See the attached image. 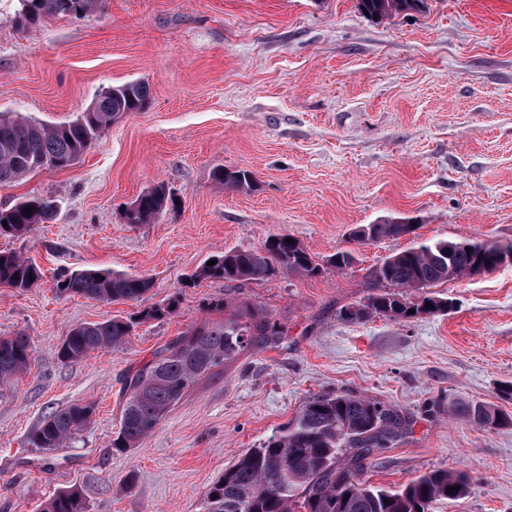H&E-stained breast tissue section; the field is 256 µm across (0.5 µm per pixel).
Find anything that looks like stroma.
Returning <instances> with one entry per match:
<instances>
[{"label":"stroma","instance_id":"1","mask_svg":"<svg viewBox=\"0 0 512 512\" xmlns=\"http://www.w3.org/2000/svg\"><path fill=\"white\" fill-rule=\"evenodd\" d=\"M0 0V114L74 120L107 87L151 88L149 105L112 124L72 167L40 169L0 188V208L50 196L53 221L0 238L41 268L35 288H0V336L21 332L28 370L0 388V512H39L74 486L89 512H205L204 492L246 450L312 396L339 392L391 405L410 421L374 453L364 479L396 489L431 470L471 478L465 497L430 512H512V427L482 429L429 411L461 396L512 414V264L430 288L453 307L408 322L344 321L371 295V272L424 241L512 243V0H425L379 22L357 0H103L75 19L18 24ZM244 168L258 186L229 192L215 168ZM165 185L158 222L125 208ZM415 224V235L362 243L359 226ZM274 234L317 261L348 250L354 264L313 277L191 282L225 250ZM152 279L141 301L59 292L65 271ZM246 300L280 322L278 347L251 348L201 377L142 447L112 448L128 373ZM174 313L138 321L145 308ZM134 318L129 341L61 362L80 323ZM92 404V424L53 453L30 438L43 417Z\"/></svg>","mask_w":512,"mask_h":512}]
</instances>
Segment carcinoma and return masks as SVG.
I'll list each match as a JSON object with an SVG mask.
<instances>
[{
	"mask_svg": "<svg viewBox=\"0 0 512 512\" xmlns=\"http://www.w3.org/2000/svg\"><path fill=\"white\" fill-rule=\"evenodd\" d=\"M99 0H20L18 22L33 27L57 17L81 18ZM424 0H358L368 16L383 20L418 11ZM150 87L130 82L103 90L92 107L77 119L44 124L21 114L0 115V186H7L40 169H66L126 112H139L149 103ZM213 178L229 190L250 192L255 177L247 169L217 168ZM168 194L158 185L140 195L138 208L125 211L127 224H152L166 208ZM31 209L25 213L24 209ZM55 200L26 197L0 208V237L28 234L34 225L54 219ZM6 224H1V221ZM414 233L410 224H367L355 232L358 241L398 239ZM274 235L255 250L230 249L215 256L217 263L202 265L191 280L221 279L257 283L278 274L312 277L318 263L298 240ZM498 243L480 240L421 243L390 256L376 267L375 293L356 312L345 309L343 319L364 322L373 317L408 321L410 311L434 305L431 313L448 311L445 298L428 297L419 305L411 293L435 286L476 267L493 269L499 262ZM40 267L15 253L0 252V286L24 291L42 279ZM57 288L96 301H138L151 279L114 271L63 272ZM136 321L113 318L75 325L60 344L63 361L78 360L99 350L124 345ZM285 335L277 322L243 301L216 323H206L176 337L165 354L130 373L125 380L127 399L112 448L127 452L140 447L182 399L194 382L234 358L249 346L276 347ZM30 343L18 334L0 337V386L8 385L27 369ZM94 407L75 403L44 417L32 436L44 451L76 439L92 422ZM448 416L483 429L512 425V414L486 402L448 398ZM407 418L396 408L367 397L340 392L307 400L288 425L257 448L241 454L205 492L206 512H430L433 504L463 498L470 486L464 472L430 471L397 490L373 487L363 480L373 452L403 437ZM458 485L460 489L451 490ZM41 512H87L75 488L59 491Z\"/></svg>",
	"mask_w": 512,
	"mask_h": 512,
	"instance_id": "cac0c4a2",
	"label": "carcinoma"
}]
</instances>
